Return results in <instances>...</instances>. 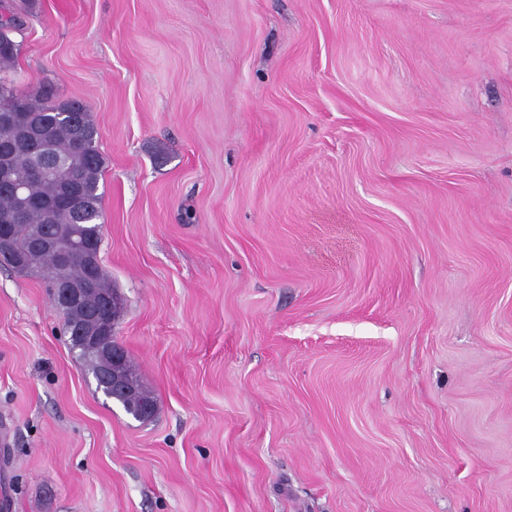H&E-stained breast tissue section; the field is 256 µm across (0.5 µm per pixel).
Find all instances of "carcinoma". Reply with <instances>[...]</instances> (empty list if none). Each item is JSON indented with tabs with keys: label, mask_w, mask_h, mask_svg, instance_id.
<instances>
[{
	"label": "carcinoma",
	"mask_w": 512,
	"mask_h": 512,
	"mask_svg": "<svg viewBox=\"0 0 512 512\" xmlns=\"http://www.w3.org/2000/svg\"><path fill=\"white\" fill-rule=\"evenodd\" d=\"M22 26L16 15L9 18L6 37L0 32V72L14 68L18 56V44L11 36ZM18 111L26 115L27 123L34 129L45 132L51 141L52 151L62 157L72 159L80 168V186L83 198L94 202V207L82 211L77 216L66 205V193L69 184L64 177L52 179H34L27 182L32 203L21 219L9 221L8 232L12 253L23 258L30 267L29 274L40 276L48 288L75 281L84 276L85 270L78 259L62 264L52 252L33 251V239L37 232L47 228L61 227L78 222L83 225L87 237L102 245L103 224L102 198L99 192L100 179L104 171L105 158L100 151L97 130L92 122L86 105L77 101L57 103L52 100L51 90L45 89L37 96H31L0 84V111ZM113 292L112 283L104 267L94 286L87 289L81 307L65 312L64 335L68 336L71 351L78 352V358L84 362L88 371L96 373L98 360L96 355L83 344L70 336L69 326L73 322L89 317V312L98 305L103 293Z\"/></svg>",
	"instance_id": "carcinoma-1"
}]
</instances>
